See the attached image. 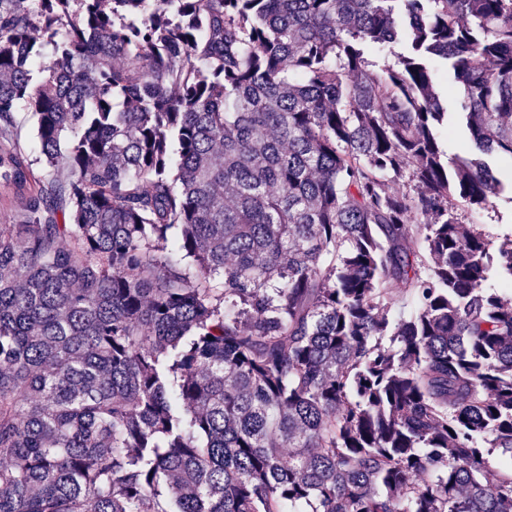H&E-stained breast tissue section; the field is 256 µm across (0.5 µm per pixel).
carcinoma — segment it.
Listing matches in <instances>:
<instances>
[{
    "label": "carcinoma",
    "instance_id": "obj_1",
    "mask_svg": "<svg viewBox=\"0 0 512 512\" xmlns=\"http://www.w3.org/2000/svg\"><path fill=\"white\" fill-rule=\"evenodd\" d=\"M495 154L512 0H0V512H512ZM16 130L20 144L34 154L38 152V143L35 137L33 121L30 114L24 110L16 113ZM441 145L448 152V156L471 154L474 150L473 143L470 141L469 135L464 128L459 129L458 132L456 131L450 136H448L447 131H442ZM494 209L471 211L464 206H459L465 224H477L485 235L495 240L496 237L508 233L512 225V205L507 197L495 200Z\"/></svg>",
    "mask_w": 512,
    "mask_h": 512
}]
</instances>
